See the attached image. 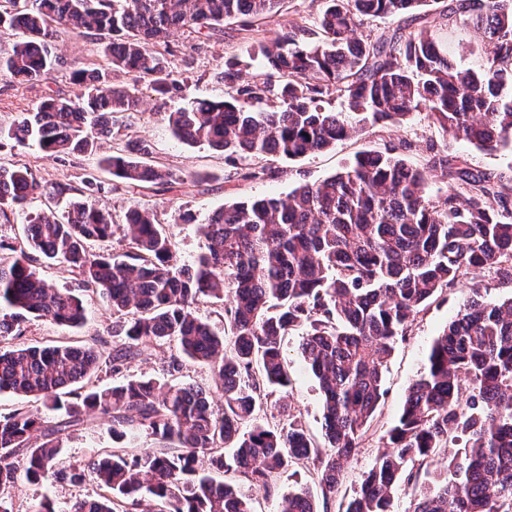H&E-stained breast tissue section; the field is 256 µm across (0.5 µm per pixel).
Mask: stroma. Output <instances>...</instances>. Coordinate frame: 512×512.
Masks as SVG:
<instances>
[{"mask_svg":"<svg viewBox=\"0 0 512 512\" xmlns=\"http://www.w3.org/2000/svg\"><path fill=\"white\" fill-rule=\"evenodd\" d=\"M323 8V0H286L283 11L265 23L264 35L272 37L274 32L287 29L292 23L314 27ZM254 44L250 33L237 20L225 21L220 30L206 35L181 31L171 36L167 59L173 70L185 77V90L163 97L153 92L147 82H140L143 105L141 111L128 119L129 134L148 144L151 160L163 163L176 174L175 184L151 189L134 187L97 168L95 157L85 154H70L53 160L44 158L36 148L17 147L1 150L0 156L31 169L42 186L68 185V192L62 196H39L32 204L33 210H50L60 216L70 201L81 197L96 208L111 211L117 218L133 204L152 209L167 232L173 235L177 257L183 261L192 260L198 254L202 245L201 227L213 210L261 195L283 196L298 185L320 182L360 153H390L422 166L432 150L438 149L472 170L512 180V151H484L456 140L449 132L433 125L423 112L413 113L397 127L381 122L367 125L358 136L296 161L270 162L265 179H243L245 162L233 164L225 160L222 152L206 145L178 141L171 135L164 117L194 99L223 98L224 85L217 81L215 73L227 60L238 62L243 78L265 74L264 61L255 53ZM56 50L65 58L67 67L53 72L48 80L23 84L0 75V123H12L44 97L71 96L75 91L70 80L71 70L96 67L101 63L99 45L92 37L61 35ZM90 177L96 178L101 187L87 196L83 189ZM469 295L470 290L463 283L445 290L416 317L406 340L396 346L385 372L387 395L364 441L345 463L336 498L350 496L363 474L372 467L384 446L386 430L397 421L409 387L424 368L431 343ZM88 308L91 316L79 329L71 331L46 320L34 319L21 324L15 341L33 345L69 335L93 343L102 353H109L120 342L119 337L112 334V312L94 299L89 300ZM301 341L302 335L298 332L287 337L283 355L291 385L288 391L269 397L259 419L265 423L279 422L283 407H290L300 416L308 433L319 441L323 438L321 396L300 353ZM175 353V347L170 344L150 348L126 364L121 375L103 370L100 381L109 385L119 377L131 379L159 374ZM60 444L62 465L69 469L82 466L102 449L111 447L112 439L102 421L92 418L83 427L62 434ZM98 492V486L91 481L74 484L57 479L39 485L23 482L11 493L12 512H33L35 504L45 496L63 508L75 498L94 496Z\"/></svg>","mask_w":512,"mask_h":512,"instance_id":"stroma-1","label":"stroma"}]
</instances>
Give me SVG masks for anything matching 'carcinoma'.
<instances>
[{
  "label": "carcinoma",
  "instance_id": "obj_1",
  "mask_svg": "<svg viewBox=\"0 0 512 512\" xmlns=\"http://www.w3.org/2000/svg\"><path fill=\"white\" fill-rule=\"evenodd\" d=\"M284 0H0V34L13 38L0 75L35 84L64 66L54 52L59 30L101 41L112 71L149 79L159 95L184 86L160 47L176 30L204 34L228 19L265 22ZM313 29L257 44L282 78L242 79L227 62L217 79L224 98L194 100L166 114L172 135L233 156L296 160L359 134L368 123L396 125L425 111L456 139L485 150L512 147V0H451L446 20L472 28L481 63L462 69L429 23L408 35H357L358 18L416 11L430 0H326ZM76 91L46 97L5 126L0 149L35 144L43 156L97 154L140 111L138 85L116 84L97 68L71 73ZM279 100L268 109L267 100ZM341 100L346 112L323 103ZM128 139L99 157L113 177L139 187L171 185L174 173L145 159ZM446 179L429 193L434 172ZM39 193L26 166L0 162V215L23 219L22 245L0 242V338L28 316L80 328L87 306L36 273L35 256L64 264L112 310L108 355L118 374L144 350L174 344L179 356L156 376L100 383L102 353L72 341L0 347V394L39 404L0 415V512L19 482L51 481L59 436L98 415L114 446L68 472L101 493L67 512H257L237 479L275 490V478L305 460L317 465L323 507L336 492L344 461L359 447L386 395L384 371L395 345L430 301L473 269H495L512 282V184L452 163L432 149L419 167L390 153L361 154L316 184L284 198L226 205L203 225L190 264L154 213L136 204L124 214L131 251L108 248L112 214L81 202L58 218L33 213ZM472 295L434 340L409 388L386 449L338 512H392L394 494L420 490L414 512H512V297ZM224 333L196 313L201 298L224 300ZM305 330L302 355L318 382L325 447L283 408L286 422L257 415L290 385L283 340ZM217 368L216 391L178 384L183 362ZM145 431L157 446L125 443ZM42 443H33L34 433ZM453 444L454 454L441 456ZM207 460L209 470L199 469ZM279 512H320L300 488Z\"/></svg>",
  "mask_w": 512,
  "mask_h": 512
}]
</instances>
